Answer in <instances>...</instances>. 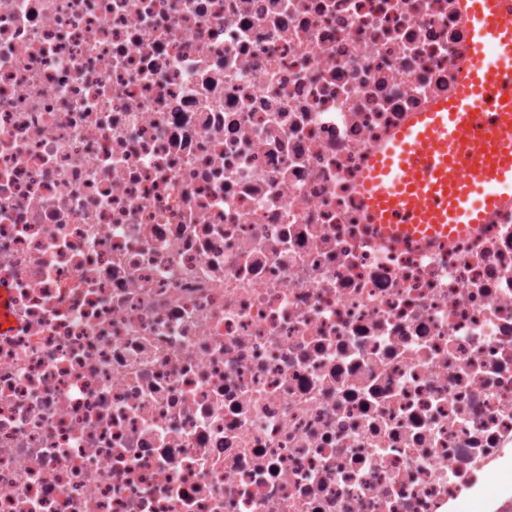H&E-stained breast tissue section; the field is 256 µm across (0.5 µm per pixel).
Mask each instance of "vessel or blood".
<instances>
[{
	"label": "vessel or blood",
	"mask_w": 512,
	"mask_h": 512,
	"mask_svg": "<svg viewBox=\"0 0 512 512\" xmlns=\"http://www.w3.org/2000/svg\"><path fill=\"white\" fill-rule=\"evenodd\" d=\"M469 63L448 98L378 150L362 193L396 238L452 240L512 200V0H461Z\"/></svg>",
	"instance_id": "1"
}]
</instances>
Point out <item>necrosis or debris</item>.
I'll return each mask as SVG.
<instances>
[{"label": "necrosis or debris", "instance_id": "1", "mask_svg": "<svg viewBox=\"0 0 512 512\" xmlns=\"http://www.w3.org/2000/svg\"><path fill=\"white\" fill-rule=\"evenodd\" d=\"M460 0H0V512H512V203L382 239Z\"/></svg>", "mask_w": 512, "mask_h": 512}]
</instances>
